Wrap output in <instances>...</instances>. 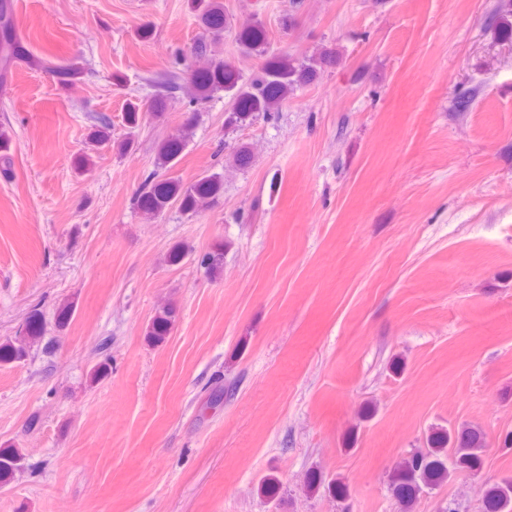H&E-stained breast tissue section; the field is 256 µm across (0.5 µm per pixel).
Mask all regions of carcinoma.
<instances>
[{
	"label": "carcinoma",
	"instance_id": "cac0c4a2",
	"mask_svg": "<svg viewBox=\"0 0 512 512\" xmlns=\"http://www.w3.org/2000/svg\"><path fill=\"white\" fill-rule=\"evenodd\" d=\"M190 9L196 14L204 33L216 38L227 25L221 0H189ZM496 32L499 41L512 44V11L497 14ZM236 43L241 53L263 59L258 72L252 77L243 76L230 63L206 57L208 43L199 37L197 54L205 61L190 70V103L201 104L215 93L224 92L229 98L230 109L224 125L240 127L260 119L268 120L280 111L295 92L311 83L320 72L339 63L335 52H319L301 58L285 52L268 55L269 34L257 20L240 24ZM19 63L45 67L27 48L15 17L13 0H0V85L7 83ZM58 82L63 86L74 83L81 69L71 64L56 69ZM144 107L137 101H128L123 119L127 126L139 125ZM192 122L186 123L182 133L162 140L157 148V167L171 170L190 138ZM89 139L98 149H117L121 155L133 149V141L112 140V125L105 119L92 127ZM253 160L250 146L242 144L233 154V166L249 167ZM224 175L213 172L186 186L177 177L152 181L143 188L137 203L147 215L155 217L176 204L185 213H197L223 193ZM198 264L213 276L221 273L224 264V243L198 258ZM177 319V307L167 303L156 309L147 329L149 343L159 345L166 341ZM45 336L41 314L28 316L19 335L0 342V364L19 363L26 359L32 345ZM489 447L486 435L479 429H440L428 438V449L411 453L394 470L393 490L405 506H411L426 488L438 486L448 479L452 470H472L480 465L481 453ZM24 467L23 453L11 446L0 448V487L7 485L16 472ZM485 512H512V479H504L483 491Z\"/></svg>",
	"mask_w": 512,
	"mask_h": 512
}]
</instances>
